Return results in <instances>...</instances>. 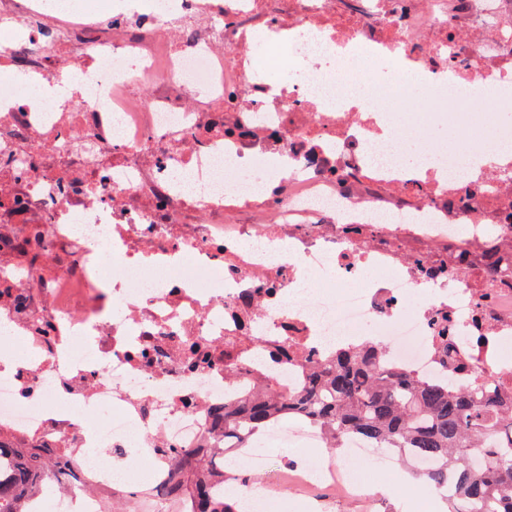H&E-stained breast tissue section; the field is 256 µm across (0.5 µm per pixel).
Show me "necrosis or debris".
<instances>
[{
  "instance_id": "1",
  "label": "necrosis or debris",
  "mask_w": 512,
  "mask_h": 512,
  "mask_svg": "<svg viewBox=\"0 0 512 512\" xmlns=\"http://www.w3.org/2000/svg\"><path fill=\"white\" fill-rule=\"evenodd\" d=\"M0 19L28 88L0 93V264L28 266L0 294V435L56 459L57 512H187L161 491L211 409L367 330L390 367L512 389V272L480 260L512 231V0H114L106 28L0 0ZM262 32L296 82L261 74ZM283 477L362 494L328 456Z\"/></svg>"
}]
</instances>
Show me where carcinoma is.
Instances as JSON below:
<instances>
[{
    "label": "carcinoma",
    "mask_w": 512,
    "mask_h": 512,
    "mask_svg": "<svg viewBox=\"0 0 512 512\" xmlns=\"http://www.w3.org/2000/svg\"><path fill=\"white\" fill-rule=\"evenodd\" d=\"M382 358L383 343L369 341L303 365L298 388L288 394L266 379L224 402L212 412L209 445L176 451L163 496L189 498L193 512H239L237 500L224 494L233 473L219 442L246 448L255 434L290 416L319 430L331 448L356 435L382 452L427 460L430 467L415 475L437 488L453 484L448 512H512V436L498 433L512 417V391L421 380L385 367ZM52 469L38 446L0 437V512H28L32 487L45 489Z\"/></svg>",
    "instance_id": "cac0c4a2"
}]
</instances>
